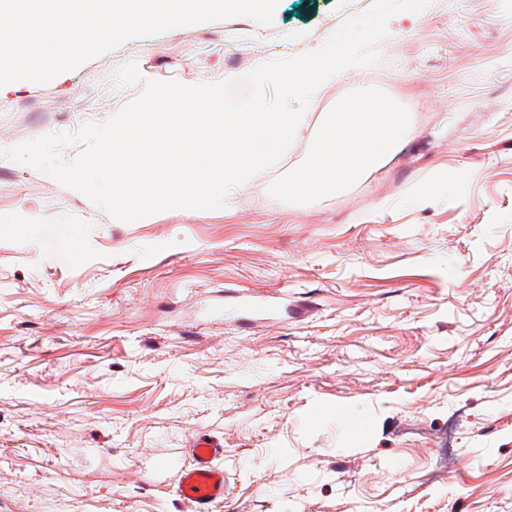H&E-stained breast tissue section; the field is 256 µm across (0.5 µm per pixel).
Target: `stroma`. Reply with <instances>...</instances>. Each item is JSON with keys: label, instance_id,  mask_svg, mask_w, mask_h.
Instances as JSON below:
<instances>
[{"label": "stroma", "instance_id": "35a3bbf8", "mask_svg": "<svg viewBox=\"0 0 512 512\" xmlns=\"http://www.w3.org/2000/svg\"><path fill=\"white\" fill-rule=\"evenodd\" d=\"M374 0H278L0 86V512H184L155 459L224 440L219 512H512V0L401 12L378 88L413 135L292 204L113 220L5 149L103 123L147 82L319 49Z\"/></svg>", "mask_w": 512, "mask_h": 512}]
</instances>
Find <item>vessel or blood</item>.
<instances>
[{
  "instance_id": "b4317fda",
  "label": "vessel or blood",
  "mask_w": 512,
  "mask_h": 512,
  "mask_svg": "<svg viewBox=\"0 0 512 512\" xmlns=\"http://www.w3.org/2000/svg\"><path fill=\"white\" fill-rule=\"evenodd\" d=\"M185 463L173 470L172 486L187 512H215L224 502V441L206 431L188 435Z\"/></svg>"
}]
</instances>
